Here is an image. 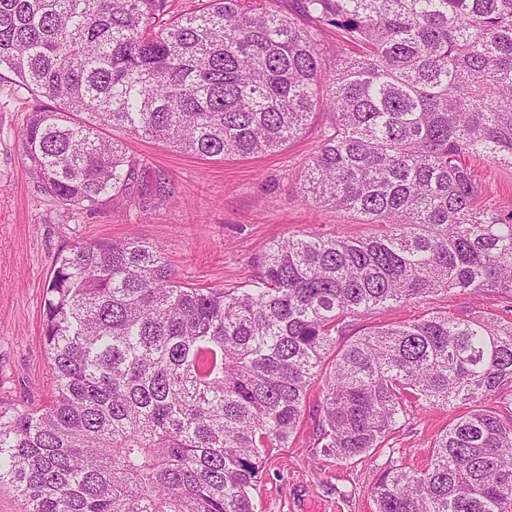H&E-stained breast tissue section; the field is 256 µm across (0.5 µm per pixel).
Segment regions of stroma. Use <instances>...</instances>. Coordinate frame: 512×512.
Returning <instances> with one entry per match:
<instances>
[{
	"mask_svg": "<svg viewBox=\"0 0 512 512\" xmlns=\"http://www.w3.org/2000/svg\"><path fill=\"white\" fill-rule=\"evenodd\" d=\"M36 99L0 71V407H43L54 398L40 318L44 286L58 253L82 242L131 237L163 247L186 287H239L256 273L254 260L276 240L302 232H378L355 213L304 199L301 176L331 123L313 112L305 130L271 152L201 159L169 144L119 130L137 164L127 195L93 212L67 208L47 194L26 159L21 132ZM484 194L512 199V169L482 159L467 162ZM164 185L161 201L137 213L134 200ZM498 297L440 293L407 306L381 308L368 325L410 321L431 311L499 310ZM459 410L433 408L389 438L368 458L339 461L314 448L303 433L273 450L252 490L255 512H375L370 489L389 455L399 449L410 466H426L436 436Z\"/></svg>",
	"mask_w": 512,
	"mask_h": 512,
	"instance_id": "stroma-1",
	"label": "stroma"
}]
</instances>
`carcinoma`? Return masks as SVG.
Instances as JSON below:
<instances>
[{
  "label": "carcinoma",
  "instance_id": "obj_1",
  "mask_svg": "<svg viewBox=\"0 0 512 512\" xmlns=\"http://www.w3.org/2000/svg\"><path fill=\"white\" fill-rule=\"evenodd\" d=\"M279 2L166 23V0H0V69L48 100L25 155L61 204L126 192L134 164L104 127L222 159L275 150L319 109L306 198L384 227L276 241L242 288L184 287L136 239L61 251L42 308L54 400L0 409V484L25 512H254L319 378L313 445L341 461L417 408H466L426 468H382L375 512H512V204L465 164L512 169V0H297L302 25ZM323 26L358 55L324 58ZM451 291L507 308L361 324Z\"/></svg>",
  "mask_w": 512,
  "mask_h": 512
}]
</instances>
